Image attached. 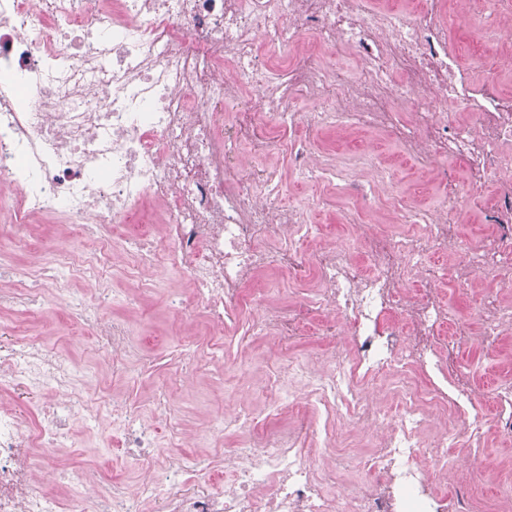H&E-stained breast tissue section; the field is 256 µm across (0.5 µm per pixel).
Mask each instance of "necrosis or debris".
<instances>
[{
  "label": "necrosis or debris",
  "mask_w": 512,
  "mask_h": 512,
  "mask_svg": "<svg viewBox=\"0 0 512 512\" xmlns=\"http://www.w3.org/2000/svg\"><path fill=\"white\" fill-rule=\"evenodd\" d=\"M467 3L452 14L445 0H0V220L15 244L50 217L85 232L19 273L22 287L0 288V311L64 308L110 370L171 369L145 397L99 402L98 375L67 352L32 336L0 341V512H466L446 491L455 460L487 433L512 440V384L461 371L471 332L447 299L448 287L484 280L512 288V92L476 77L448 42L453 17L512 24V0ZM334 49L356 58L354 77L323 65ZM398 72L409 77L401 95ZM255 89L216 126L224 103ZM296 98L317 111H287ZM452 101L468 122L449 125ZM302 125L385 130L407 157L464 161L472 185L493 183L491 234L462 240L455 173L440 171L443 201L405 203L393 158L304 148L293 139ZM273 152L318 187L313 205L281 204L280 167L254 164ZM368 172L370 200L405 232L356 221L360 259L330 239L303 257L314 206ZM163 265L187 289L155 279ZM268 268L292 285L315 275L313 298L285 308L245 297ZM65 278L82 288H61ZM147 291L168 293L178 322L207 325L164 363L107 315ZM478 315L487 346L512 334V307L496 296ZM246 335L287 359L264 410L176 409L172 382L190 386L203 364L222 374ZM303 342L320 354L294 357ZM411 371L424 381L409 388ZM23 394L29 422L14 403ZM273 414L287 429L267 433ZM85 433L110 447V477L87 470L55 490L46 474Z\"/></svg>",
  "instance_id": "1"
}]
</instances>
